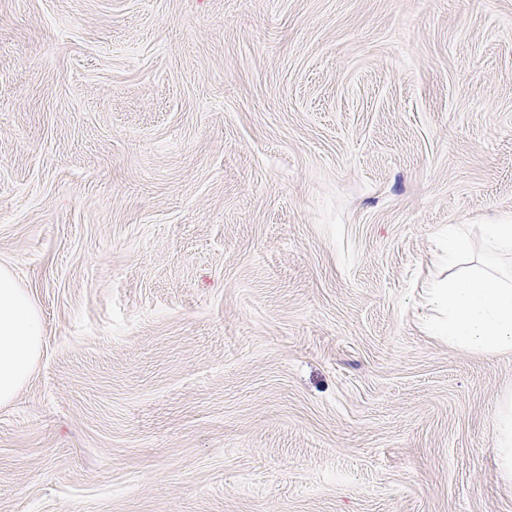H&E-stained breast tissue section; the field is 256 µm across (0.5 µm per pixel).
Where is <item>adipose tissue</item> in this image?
Here are the masks:
<instances>
[{"mask_svg": "<svg viewBox=\"0 0 512 512\" xmlns=\"http://www.w3.org/2000/svg\"><path fill=\"white\" fill-rule=\"evenodd\" d=\"M40 312L10 266L0 264V403L11 401L31 374L40 354ZM496 476L512 485V393L501 398L494 429Z\"/></svg>", "mask_w": 512, "mask_h": 512, "instance_id": "obj_1", "label": "adipose tissue"}]
</instances>
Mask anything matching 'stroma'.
I'll list each match as a JSON object with an SVG mask.
<instances>
[{
  "instance_id": "stroma-1",
  "label": "stroma",
  "mask_w": 512,
  "mask_h": 512,
  "mask_svg": "<svg viewBox=\"0 0 512 512\" xmlns=\"http://www.w3.org/2000/svg\"><path fill=\"white\" fill-rule=\"evenodd\" d=\"M507 215L512 0H0V512H512L420 298ZM40 312L10 266L0 264V403L11 401L31 374L40 354Z\"/></svg>"
}]
</instances>
